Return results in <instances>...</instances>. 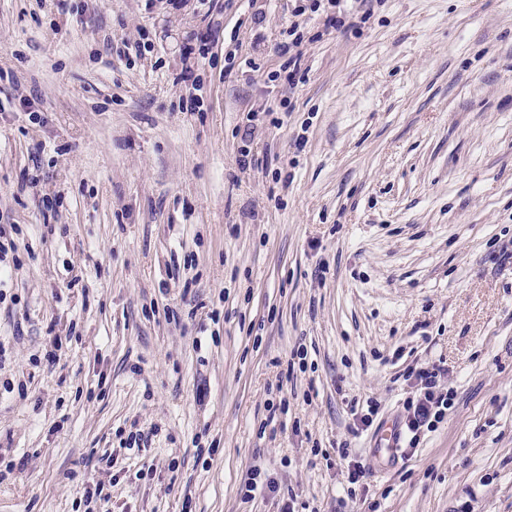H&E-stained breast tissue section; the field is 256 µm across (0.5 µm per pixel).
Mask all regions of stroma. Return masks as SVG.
<instances>
[{"label":"stroma","instance_id":"obj_1","mask_svg":"<svg viewBox=\"0 0 512 512\" xmlns=\"http://www.w3.org/2000/svg\"><path fill=\"white\" fill-rule=\"evenodd\" d=\"M294 6L211 0L188 56L190 7L0 0V512H79L91 475L112 512H275L240 500L256 465L336 512L352 402L394 420L439 358L454 406L405 473L355 439L347 512H512V0L304 15L291 88ZM297 27L298 25L292 22L284 32L288 36V42H281L278 49L281 57L287 56V59L280 66V72L273 74L272 78L274 79L271 81H276L278 77L281 78V72H283V81L287 82L289 86L297 85L304 79L306 69H302V52L299 49L303 37ZM350 447L351 439L336 442V448H332L334 459L329 453L324 458L328 466L339 465L345 483L343 490L346 493L347 500L353 501L357 499V492L363 496L369 491L368 480L372 477V469L367 463L363 462V459L358 460L351 456Z\"/></svg>","mask_w":512,"mask_h":512}]
</instances>
